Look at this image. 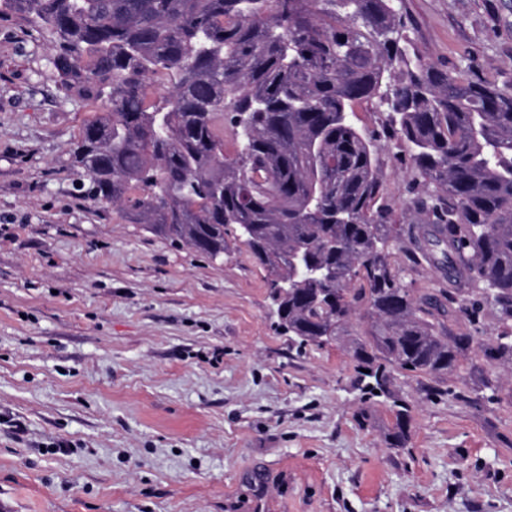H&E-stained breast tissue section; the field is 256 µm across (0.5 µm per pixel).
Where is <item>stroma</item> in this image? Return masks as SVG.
<instances>
[{
    "label": "stroma",
    "instance_id": "obj_1",
    "mask_svg": "<svg viewBox=\"0 0 512 512\" xmlns=\"http://www.w3.org/2000/svg\"><path fill=\"white\" fill-rule=\"evenodd\" d=\"M411 48L512 87V0H395ZM47 34L0 14V502L8 512H512V365L499 329L440 316L472 343L447 380L358 384L355 312L335 340L277 329L265 270L177 246L77 189L70 150L94 102L53 77ZM357 106L382 201L402 225L414 170ZM389 261L413 296L449 284L407 237ZM495 384L489 399L487 384ZM408 440L394 448L395 402Z\"/></svg>",
    "mask_w": 512,
    "mask_h": 512
}]
</instances>
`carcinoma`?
I'll return each mask as SVG.
<instances>
[{
    "label": "carcinoma",
    "mask_w": 512,
    "mask_h": 512,
    "mask_svg": "<svg viewBox=\"0 0 512 512\" xmlns=\"http://www.w3.org/2000/svg\"><path fill=\"white\" fill-rule=\"evenodd\" d=\"M44 29L56 80L100 105L71 149L87 196L155 236L224 258L245 246L286 289L278 327L317 346L353 311L370 327L354 356L366 390L390 370L440 379L471 338L437 330L388 260L401 229L381 203L372 139L355 107L390 112L426 190L417 242L474 319L493 304L491 349L512 360V89L410 54L393 0H0ZM159 90L149 96V89ZM227 116L239 144L224 155ZM478 300H456L464 288ZM397 413L390 445L408 435Z\"/></svg>",
    "instance_id": "carcinoma-1"
}]
</instances>
